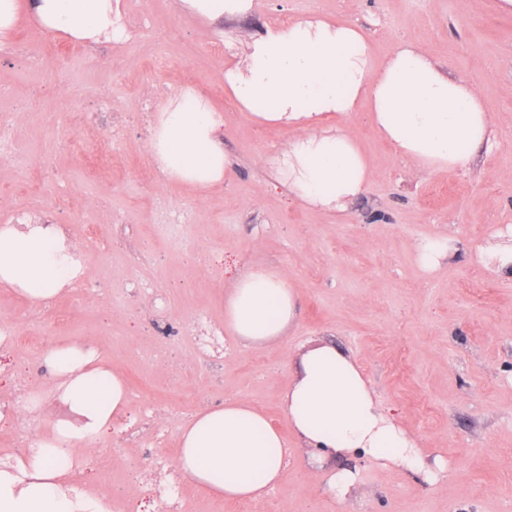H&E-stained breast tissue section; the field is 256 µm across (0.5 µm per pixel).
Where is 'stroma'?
<instances>
[{
  "mask_svg": "<svg viewBox=\"0 0 512 512\" xmlns=\"http://www.w3.org/2000/svg\"><path fill=\"white\" fill-rule=\"evenodd\" d=\"M130 38L83 45L21 23L0 47V225L31 216L63 228L81 253L78 291L33 307L0 288V317L39 324V349L0 357V404L18 389L42 400L26 410L36 436L57 419L50 347H94L120 372L127 412L88 452L101 467L77 471L81 490L115 512H141L146 469L167 465L176 501L156 512H241L203 497L176 468L182 427L199 410L244 399L284 433L288 466L253 512H512V277L492 274L480 247L512 226V14L495 0H252L215 24L180 0H123ZM314 13L360 24L377 57L414 40L449 74L480 89L495 119L490 142L464 171L433 174L374 131L369 113L350 130L375 166L370 191L345 217L293 199L266 163L287 132L253 123L230 95L224 118L232 171L208 190L188 188L153 164L151 113L179 90L224 84V60L267 27ZM112 136L91 171L70 146ZM446 236L455 254L432 270L412 246ZM285 275L297 317L285 341L246 348L224 333V290L249 268ZM316 339L353 356L382 404L447 462L434 487L362 457L356 489L334 499L308 475L281 397L288 352Z\"/></svg>",
  "mask_w": 512,
  "mask_h": 512,
  "instance_id": "obj_1",
  "label": "stroma"
}]
</instances>
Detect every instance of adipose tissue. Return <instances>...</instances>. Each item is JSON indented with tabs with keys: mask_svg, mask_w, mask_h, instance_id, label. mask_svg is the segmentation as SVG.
Here are the masks:
<instances>
[{
	"mask_svg": "<svg viewBox=\"0 0 512 512\" xmlns=\"http://www.w3.org/2000/svg\"><path fill=\"white\" fill-rule=\"evenodd\" d=\"M119 0H0V46L22 14L43 30L95 46L119 37ZM224 87L257 122L288 130L270 158L291 195L303 205L343 215L364 195L375 171L347 120L368 107L379 135L416 167L468 169L489 141L494 120L479 90L449 76L422 46L398 44L374 63L356 23L310 15L267 30L244 58L224 72ZM335 123H325L326 113ZM223 119L193 88H185L153 121L149 148L169 178L206 188L222 183L231 160L221 138ZM84 270L64 231L22 222L0 226V285L43 305L78 281ZM286 277L266 268L244 272L224 293V330L252 348L282 340L296 316ZM48 364L54 391L70 417L54 424L30 451L0 461V512H112L102 496L70 481L88 445L129 407L122 376L81 344L55 346ZM292 379L282 407L309 452L308 467L344 498L356 484L336 458L359 455L404 469L435 484L445 463L425 454L396 417L382 407L355 359L322 342L288 355ZM288 465L281 434L248 401L231 399L199 411L180 433L178 471L213 500L259 502Z\"/></svg>",
	"mask_w": 512,
	"mask_h": 512,
	"instance_id": "adipose-tissue-1",
	"label": "adipose tissue"
}]
</instances>
